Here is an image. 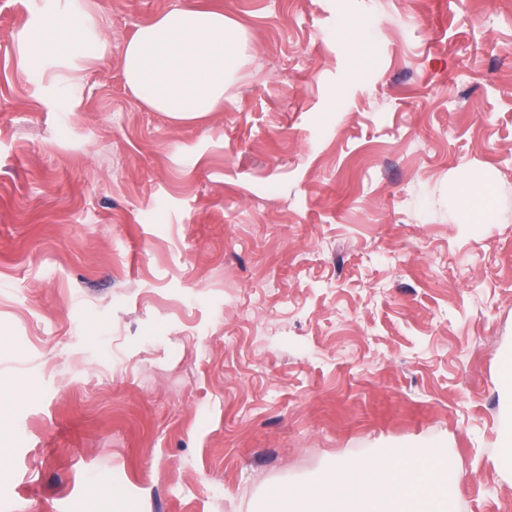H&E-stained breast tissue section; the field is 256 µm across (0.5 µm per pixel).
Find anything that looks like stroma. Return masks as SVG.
Wrapping results in <instances>:
<instances>
[{
    "label": "stroma",
    "mask_w": 512,
    "mask_h": 512,
    "mask_svg": "<svg viewBox=\"0 0 512 512\" xmlns=\"http://www.w3.org/2000/svg\"><path fill=\"white\" fill-rule=\"evenodd\" d=\"M81 3L109 53L36 79L18 48L72 2L0 0V512H262L402 448L512 512V0ZM187 3L248 61L175 122L121 52ZM487 187V180L483 177H476L471 180L469 184L468 193L465 197L457 196L456 202H462L465 210L468 212L469 220L478 221V216L481 213V207L478 199L482 196ZM496 466L505 476L512 477V417L504 420L501 448L496 457Z\"/></svg>",
    "instance_id": "35a3bbf8"
}]
</instances>
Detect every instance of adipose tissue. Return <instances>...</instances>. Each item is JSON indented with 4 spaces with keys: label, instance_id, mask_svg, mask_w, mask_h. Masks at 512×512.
<instances>
[{
    "label": "adipose tissue",
    "instance_id": "adipose-tissue-1",
    "mask_svg": "<svg viewBox=\"0 0 512 512\" xmlns=\"http://www.w3.org/2000/svg\"><path fill=\"white\" fill-rule=\"evenodd\" d=\"M107 44L92 13L49 15L36 28L35 44H22L21 56L37 54L29 67L40 78L45 62H86L102 57ZM246 57L242 26L223 9L179 6L140 25L122 50V68L131 93L151 110L184 122L224 109V90ZM454 454L409 451L337 461L333 480L271 489L266 512H450Z\"/></svg>",
    "mask_w": 512,
    "mask_h": 512
}]
</instances>
